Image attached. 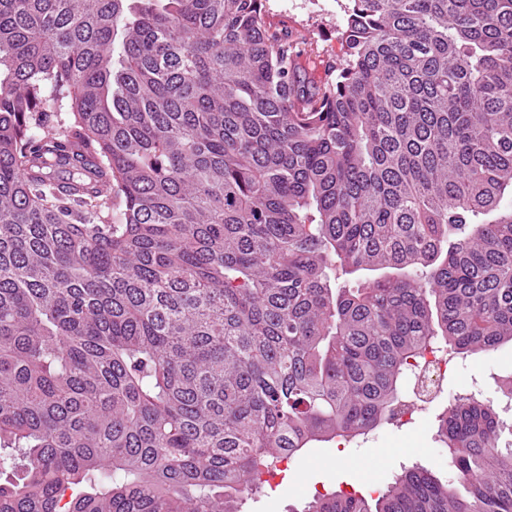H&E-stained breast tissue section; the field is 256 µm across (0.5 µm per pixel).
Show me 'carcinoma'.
<instances>
[{"instance_id":"obj_1","label":"carcinoma","mask_w":512,"mask_h":512,"mask_svg":"<svg viewBox=\"0 0 512 512\" xmlns=\"http://www.w3.org/2000/svg\"><path fill=\"white\" fill-rule=\"evenodd\" d=\"M350 2L316 82L263 0H0V512H241L512 344V0ZM500 435L302 512H512Z\"/></svg>"}]
</instances>
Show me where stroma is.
Wrapping results in <instances>:
<instances>
[{
    "label": "stroma",
    "instance_id": "stroma-1",
    "mask_svg": "<svg viewBox=\"0 0 512 512\" xmlns=\"http://www.w3.org/2000/svg\"><path fill=\"white\" fill-rule=\"evenodd\" d=\"M266 0L265 19L302 39V62L315 80H324L328 64L344 58L341 32L349 0ZM512 373V346L504 345L476 359H455L444 392L406 420L384 423L367 436L317 443L302 455L280 463L277 487L263 486L247 497L242 512H302L314 495L331 491L378 494L402 467L436 466L442 479L458 482L459 473L442 449L436 416L450 404V392L480 390L499 403L498 377Z\"/></svg>",
    "mask_w": 512,
    "mask_h": 512
}]
</instances>
